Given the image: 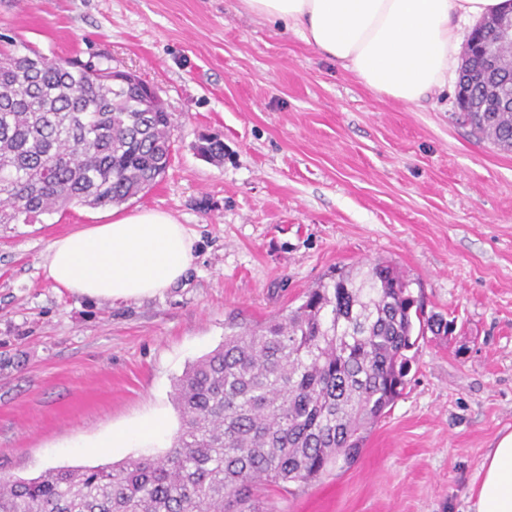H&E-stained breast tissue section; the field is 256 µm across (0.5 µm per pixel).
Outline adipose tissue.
<instances>
[{"mask_svg": "<svg viewBox=\"0 0 512 512\" xmlns=\"http://www.w3.org/2000/svg\"><path fill=\"white\" fill-rule=\"evenodd\" d=\"M242 10L301 37L380 96L405 104L445 86L460 50L459 21L512 11V0H240ZM194 236L145 209L71 232L48 247L54 287L93 301L161 294L187 271ZM468 512H512V432L476 474Z\"/></svg>", "mask_w": 512, "mask_h": 512, "instance_id": "adipose-tissue-1", "label": "adipose tissue"}]
</instances>
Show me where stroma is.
I'll use <instances>...</instances> for the list:
<instances>
[{
  "label": "stroma",
  "instance_id": "1",
  "mask_svg": "<svg viewBox=\"0 0 512 512\" xmlns=\"http://www.w3.org/2000/svg\"><path fill=\"white\" fill-rule=\"evenodd\" d=\"M0 34L135 73L174 142L164 177L117 208L0 226V477L163 454L176 379L229 326L287 313L333 266L381 259L448 330L410 350L403 397L353 462L268 507L465 512L482 456L512 432V152L462 123L457 79L416 105L376 95L239 0H0ZM207 136L222 161L197 153ZM141 208L194 235L180 282L136 302L52 288L53 239ZM153 414L163 436L100 449Z\"/></svg>",
  "mask_w": 512,
  "mask_h": 512
}]
</instances>
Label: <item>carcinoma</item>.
<instances>
[{
  "label": "carcinoma",
  "instance_id": "obj_1",
  "mask_svg": "<svg viewBox=\"0 0 512 512\" xmlns=\"http://www.w3.org/2000/svg\"><path fill=\"white\" fill-rule=\"evenodd\" d=\"M463 122L512 148V112L491 100ZM171 117L142 81L25 41L0 46V224L78 203L119 206L172 156ZM219 161L224 144L197 146ZM385 260L337 266L288 314L224 344L177 380L181 426L162 457L57 467L0 480V512H268L270 496L360 453L403 395L413 336L448 330Z\"/></svg>",
  "mask_w": 512,
  "mask_h": 512
}]
</instances>
